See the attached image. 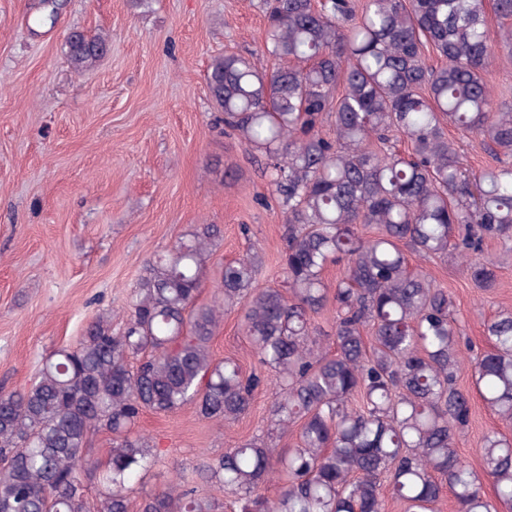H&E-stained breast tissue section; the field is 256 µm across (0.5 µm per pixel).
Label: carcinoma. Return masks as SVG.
Here are the masks:
<instances>
[{
  "label": "carcinoma",
  "mask_w": 512,
  "mask_h": 512,
  "mask_svg": "<svg viewBox=\"0 0 512 512\" xmlns=\"http://www.w3.org/2000/svg\"><path fill=\"white\" fill-rule=\"evenodd\" d=\"M486 11L487 0H266L262 57L226 51L205 79L224 126L266 158L284 199L280 281L260 284L258 255H245L224 263L212 304L196 305L215 224L156 256L119 328L97 317L27 387L0 393V512H90L83 475L98 466L87 444L102 430L112 449L96 512H130L132 483L155 461L133 434L143 412L190 404L228 426L266 383V432L202 468L239 512H386L389 500L439 512L447 492L457 512L512 502L511 437H484L481 474L457 453L471 411L457 385L459 321L448 290L408 258L461 259L488 289L497 264L482 256L485 242L512 244V104H495L485 80L495 56ZM106 46L74 31L67 59L84 71ZM450 128L480 139L497 165L472 171ZM399 136L410 148L397 147ZM330 265L343 269L332 289ZM330 303L332 351L313 321ZM237 307L261 365L249 374L210 352ZM484 327L490 349L471 376L511 424L512 313ZM294 426V447H277ZM139 512L218 506L180 479L144 495Z\"/></svg>",
  "instance_id": "obj_1"
}]
</instances>
